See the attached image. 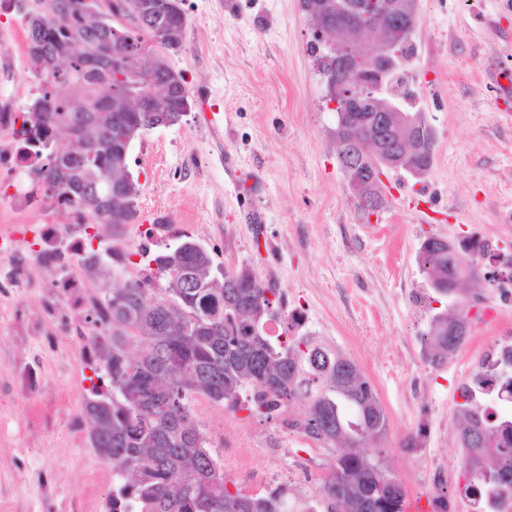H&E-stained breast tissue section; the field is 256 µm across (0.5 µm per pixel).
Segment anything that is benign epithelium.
Here are the masks:
<instances>
[{"label": "benign epithelium", "mask_w": 512, "mask_h": 512, "mask_svg": "<svg viewBox=\"0 0 512 512\" xmlns=\"http://www.w3.org/2000/svg\"><path fill=\"white\" fill-rule=\"evenodd\" d=\"M415 4L416 0H384L376 8L369 0H336V13L328 15L322 12L320 0H302L303 10L313 20L314 35L325 42L328 49L324 76L333 110L348 123L364 112H373L385 119L390 113L399 115L406 128L412 131L406 151L414 155V162L404 169L419 178L432 163L434 134L417 117L404 112V99L396 89L398 72L410 62L406 48L417 24ZM168 13L185 17L176 0H134L132 21L124 19L122 23L137 25ZM364 42L371 45L367 52L361 50ZM134 87V83L123 79L122 89L135 98L142 110L153 107L159 99L169 104L173 98H178L171 114L160 116V126H172L190 112L188 93L180 92L185 82L174 71L155 85L153 95L148 98L141 97ZM487 266L485 258L471 260L466 274L450 278L451 287H459L467 277L483 276Z\"/></svg>", "instance_id": "benign-epithelium-1"}]
</instances>
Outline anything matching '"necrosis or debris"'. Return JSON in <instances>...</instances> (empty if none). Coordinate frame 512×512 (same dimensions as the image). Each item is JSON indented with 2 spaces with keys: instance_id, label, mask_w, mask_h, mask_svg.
Segmentation results:
<instances>
[{
  "instance_id": "1",
  "label": "necrosis or debris",
  "mask_w": 512,
  "mask_h": 512,
  "mask_svg": "<svg viewBox=\"0 0 512 512\" xmlns=\"http://www.w3.org/2000/svg\"><path fill=\"white\" fill-rule=\"evenodd\" d=\"M24 113L17 100L0 98V287H28V271L15 263L14 256L20 241L29 238L38 246L45 266L57 271L50 283L52 293L69 295L76 306L84 308L89 303L84 282L63 267L64 262L79 259L83 241L58 224L57 205L25 176L29 162L20 154L17 136ZM490 278L497 285V302L485 308L483 322L495 334L485 344L478 367L481 391L489 399L485 409L497 414L512 409V394L498 385L500 369L512 362V327L504 326L502 316L504 308L512 307V277L494 269Z\"/></svg>"
}]
</instances>
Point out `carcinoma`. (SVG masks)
I'll list each match as a JSON object with an SVG mask.
<instances>
[{
    "label": "carcinoma",
    "instance_id": "1",
    "mask_svg": "<svg viewBox=\"0 0 512 512\" xmlns=\"http://www.w3.org/2000/svg\"><path fill=\"white\" fill-rule=\"evenodd\" d=\"M87 0H51V12H25L30 71L39 79L37 97L26 106L20 142L35 161L32 173L44 194L60 206L76 203L91 224H131L136 218L137 185H128L123 160L127 146L112 141V127L146 126L158 112H137L112 96L116 73L138 77L148 94L166 73L138 68L135 49L150 46L166 55L167 28L152 23L128 31L130 44L114 38L112 18L125 15L129 0H108L109 17L86 12ZM390 155L401 152L403 131L380 130ZM68 137L63 150L58 135ZM373 128L337 120V157L371 169L368 149ZM379 174L359 188L362 202L381 206ZM86 236L82 265L101 281L104 293L91 311L101 329L99 384L85 403L89 438L98 454L112 463L114 486L109 512H294L287 493L266 495L232 491L224 471L207 447L189 404L200 393L232 411L282 417L286 406L303 409L288 426L325 446L374 443L386 430L387 417L358 366L336 347L312 333L271 335L264 325L279 318L278 299L248 269L213 266L205 247L183 235L162 249L125 251L111 244L93 246ZM140 257L137 262L133 256ZM419 266L435 291L448 297V271L463 259L428 238L420 247ZM464 313L437 315L427 344L448 353L461 336ZM145 345L138 356L130 347ZM464 426L483 434L480 448L495 449L491 465L479 461L473 480L481 496L512 488V420L492 421L477 408H463ZM389 478L375 464L352 452L336 455L321 495L326 512H404L405 496L375 491Z\"/></svg>",
    "mask_w": 512,
    "mask_h": 512
}]
</instances>
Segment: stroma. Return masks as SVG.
<instances>
[{"instance_id":"35a3bbf8","label":"stroma","mask_w":512,"mask_h":512,"mask_svg":"<svg viewBox=\"0 0 512 512\" xmlns=\"http://www.w3.org/2000/svg\"><path fill=\"white\" fill-rule=\"evenodd\" d=\"M187 24L171 67L191 111L137 139L130 166L137 218L124 250L187 235L216 264L251 270L304 312V331L353 360L373 385L387 430L362 453L405 490L407 512L458 478L449 460L462 428L458 388L478 371L468 340L443 359L424 342L443 311L418 264L425 238L480 232L512 258V0H417L415 109L434 131L428 174L386 171L383 204L367 213L336 156V114L311 50L301 0H183ZM31 289L0 295V512H108L112 465L88 441L94 370L71 336L95 335L67 305L43 324L60 348L44 354L29 326L48 276L37 248L20 251ZM196 421L229 484L288 501L318 499L337 450L201 394Z\"/></svg>"}]
</instances>
